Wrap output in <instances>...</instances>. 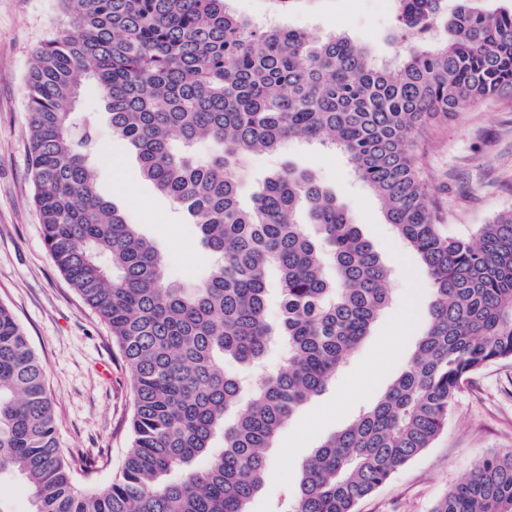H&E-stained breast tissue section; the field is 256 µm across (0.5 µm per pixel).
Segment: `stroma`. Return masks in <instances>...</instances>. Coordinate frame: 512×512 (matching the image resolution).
<instances>
[{
    "label": "stroma",
    "mask_w": 512,
    "mask_h": 512,
    "mask_svg": "<svg viewBox=\"0 0 512 512\" xmlns=\"http://www.w3.org/2000/svg\"><path fill=\"white\" fill-rule=\"evenodd\" d=\"M234 12L264 24L278 18L316 36L345 33L379 61L406 51L394 5L375 0H308L277 15L268 0H232ZM63 14L61 0H0V304L22 326L46 372L58 442L86 492L121 471L133 411L132 376L107 324L59 271L43 241L28 172L26 77L36 49ZM81 107L98 114L103 153L100 190L129 212L163 253L171 279L204 274L208 260L193 225L139 174L133 154L113 140L104 105L85 87ZM279 160L312 171L350 211L390 270L391 301L369 336L320 395L279 432L251 512H274L306 460L330 434L368 408L408 361L427 321L433 291L415 252L386 224L370 188L346 158L321 141L292 142ZM417 160L449 232L471 230L512 209V96L441 117L417 138ZM512 449V362L490 365L458 395L448 427L431 448L365 498L358 512H432L437 502L489 453Z\"/></svg>",
    "instance_id": "35a3bbf8"
}]
</instances>
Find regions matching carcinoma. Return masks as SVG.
<instances>
[{
  "label": "carcinoma",
  "instance_id": "cac0c4a2",
  "mask_svg": "<svg viewBox=\"0 0 512 512\" xmlns=\"http://www.w3.org/2000/svg\"><path fill=\"white\" fill-rule=\"evenodd\" d=\"M64 18L27 77L29 170L48 252L112 332L133 375L124 466L95 494L64 457L41 360L0 304V473L28 483L32 512H249L266 450L322 393L390 303L389 270L350 212L309 170L284 166L241 203L247 160L325 137L382 204L433 288L406 367L328 436L278 512H357L432 447L464 385L512 362V210L450 234L416 158L440 115L512 95V6L397 0L406 56L379 65L344 34L258 27L228 0H62ZM195 226L204 278L177 282L129 215L98 190L95 120ZM212 144L200 157L195 146ZM281 317L267 320L270 275ZM281 366L259 381L270 343ZM232 361L239 370L228 373ZM433 512H512V451L479 460Z\"/></svg>",
  "mask_w": 512,
  "mask_h": 512
}]
</instances>
